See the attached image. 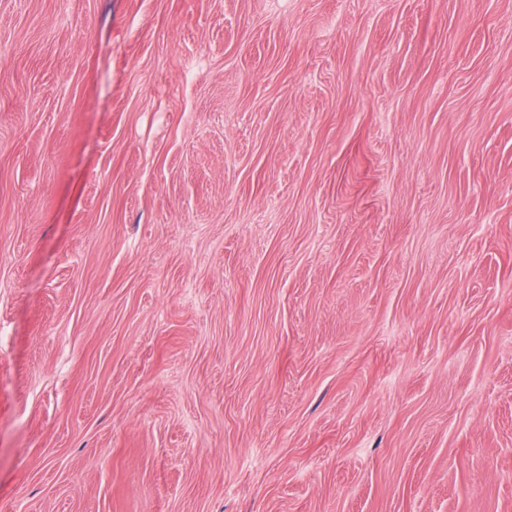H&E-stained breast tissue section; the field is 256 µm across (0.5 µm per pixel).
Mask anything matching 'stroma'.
<instances>
[{"label":"stroma","instance_id":"35a3bbf8","mask_svg":"<svg viewBox=\"0 0 512 512\" xmlns=\"http://www.w3.org/2000/svg\"><path fill=\"white\" fill-rule=\"evenodd\" d=\"M0 512H512V0H0Z\"/></svg>","mask_w":512,"mask_h":512}]
</instances>
